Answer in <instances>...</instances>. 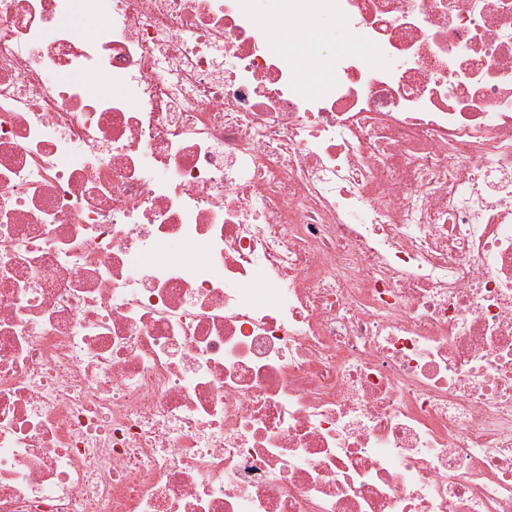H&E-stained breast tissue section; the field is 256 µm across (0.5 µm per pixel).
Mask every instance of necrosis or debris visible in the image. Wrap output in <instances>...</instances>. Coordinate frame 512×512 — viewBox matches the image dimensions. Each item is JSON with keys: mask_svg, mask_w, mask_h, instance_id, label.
<instances>
[{"mask_svg": "<svg viewBox=\"0 0 512 512\" xmlns=\"http://www.w3.org/2000/svg\"><path fill=\"white\" fill-rule=\"evenodd\" d=\"M0 512H512V0H0Z\"/></svg>", "mask_w": 512, "mask_h": 512, "instance_id": "necrosis-or-debris-1", "label": "necrosis or debris"}]
</instances>
